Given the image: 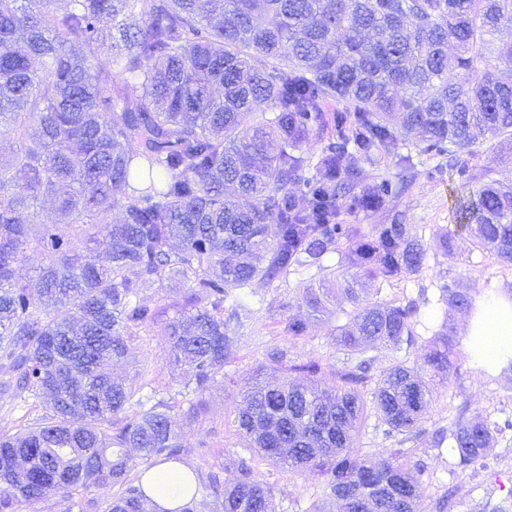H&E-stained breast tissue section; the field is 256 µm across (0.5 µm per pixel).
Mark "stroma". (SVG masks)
<instances>
[{
	"label": "stroma",
	"instance_id": "obj_1",
	"mask_svg": "<svg viewBox=\"0 0 512 512\" xmlns=\"http://www.w3.org/2000/svg\"><path fill=\"white\" fill-rule=\"evenodd\" d=\"M412 161V181L396 200L394 210L400 213L409 235L424 243L427 258L419 274L381 285L377 298L388 302L416 300L421 310L415 327L418 339L409 347L376 351L372 374L377 378L396 362L419 360L426 338L442 318L439 295L443 286L465 289L475 302L480 301L483 290L491 288L512 295V267L475 248L457 227L458 206L471 197V188L465 187L456 169L449 167L447 156L416 154ZM446 236L451 239L447 248L440 244ZM321 278V273L314 269L288 273L258 287L256 297L249 300L248 311L240 318L228 320L232 353L223 371L201 396L204 413L185 429V441L191 451L184 464L200 476L218 470L225 484L236 481V460L243 454L236 427L241 393L259 368L271 367V353H281L286 366L319 361L324 371L318 380L327 388L335 385L333 368L350 362V355L338 350L330 336L334 326L347 320L350 305L342 293L330 292L319 318L307 316L303 291L318 285ZM186 287L182 279L167 288L154 283L141 285V300L158 310L159 316L131 337L128 361L112 367L113 374L122 377L148 407L160 400L180 401L182 383L191 373L188 366L171 365L166 355L168 324ZM303 319L309 324L307 332L301 337L292 336L289 323ZM463 406L470 413L497 421L512 418V373H489L464 358L450 383L434 384L432 402L419 424L422 434L406 443L415 456L430 464V475L425 479L424 512H435V501L448 488L455 491L453 512H475L476 505L488 493L512 488V430L498 436L486 452L484 465L463 472H451L450 448L433 447L431 432L439 427L452 428ZM253 467L259 479L271 487L277 512H308L311 504L322 496L319 476H292L259 458L254 459ZM106 499V494L95 488L73 502L53 493L35 508L22 507L18 512H104Z\"/></svg>",
	"mask_w": 512,
	"mask_h": 512
}]
</instances>
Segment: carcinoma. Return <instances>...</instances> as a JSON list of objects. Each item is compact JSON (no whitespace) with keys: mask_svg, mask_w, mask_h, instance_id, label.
<instances>
[{"mask_svg":"<svg viewBox=\"0 0 512 512\" xmlns=\"http://www.w3.org/2000/svg\"><path fill=\"white\" fill-rule=\"evenodd\" d=\"M511 29L512 0H0V138L15 144L0 151V367L14 373L0 396L46 399L36 423L0 432V512L92 487L109 495L105 512H149L142 472L179 461L183 431L170 403L143 409L102 371L158 317L140 284L190 281L168 356L193 368L184 389L199 394L231 352V293L321 269L332 251L346 262L336 285L353 311L331 336L357 361L331 390L313 360L288 367L303 382L253 384L237 427L280 470L321 476L338 512H423L424 460L391 448L367 464L350 448L369 405L387 437L421 435L422 371L457 373L449 317L471 298L442 289L444 320L423 364L393 365L365 398V353L414 345L419 306L362 296L419 273L426 250L396 217L365 233L341 215L389 209L404 179L359 192L361 161L406 164L399 149L413 140L479 184L459 227L512 266V184L466 160L486 134L512 156V79L488 63L512 61V42L497 38ZM33 247L47 263L22 280ZM328 292L307 289L311 312ZM507 429L512 420L461 416L431 442L452 440L466 471ZM237 468L230 487L210 475L219 512H276L247 460Z\"/></svg>","mask_w":512,"mask_h":512,"instance_id":"1","label":"carcinoma"}]
</instances>
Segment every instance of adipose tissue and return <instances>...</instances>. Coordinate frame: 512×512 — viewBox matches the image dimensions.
<instances>
[{
    "label": "adipose tissue",
    "mask_w": 512,
    "mask_h": 512,
    "mask_svg": "<svg viewBox=\"0 0 512 512\" xmlns=\"http://www.w3.org/2000/svg\"><path fill=\"white\" fill-rule=\"evenodd\" d=\"M466 348L477 364L489 372L512 359L511 296L494 290L486 292L467 316ZM143 485L154 504L171 512L191 501L195 476L188 468L161 462L145 473Z\"/></svg>",
    "instance_id": "ef3b65f1"
}]
</instances>
